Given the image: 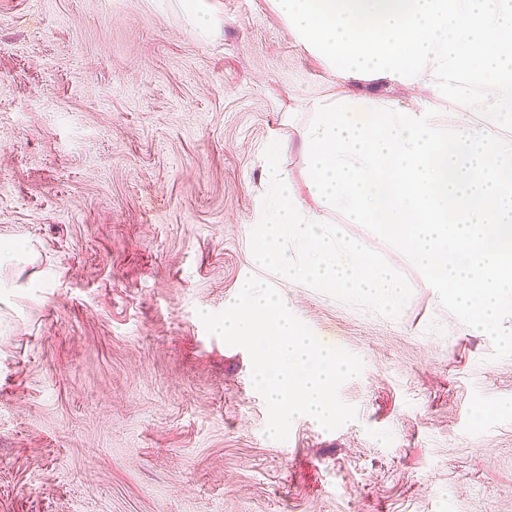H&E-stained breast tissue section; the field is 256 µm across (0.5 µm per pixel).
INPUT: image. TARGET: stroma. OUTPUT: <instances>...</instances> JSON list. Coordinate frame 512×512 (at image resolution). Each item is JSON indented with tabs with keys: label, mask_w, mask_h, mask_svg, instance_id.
I'll return each mask as SVG.
<instances>
[{
	"label": "stroma",
	"mask_w": 512,
	"mask_h": 512,
	"mask_svg": "<svg viewBox=\"0 0 512 512\" xmlns=\"http://www.w3.org/2000/svg\"><path fill=\"white\" fill-rule=\"evenodd\" d=\"M204 2L206 36L182 0H0V242L53 273L0 301V512H512V358L342 215L398 316L255 260L268 142L316 209L308 107L342 87L273 0ZM251 276L361 358L355 420L265 435L249 353L198 317Z\"/></svg>",
	"instance_id": "obj_1"
}]
</instances>
